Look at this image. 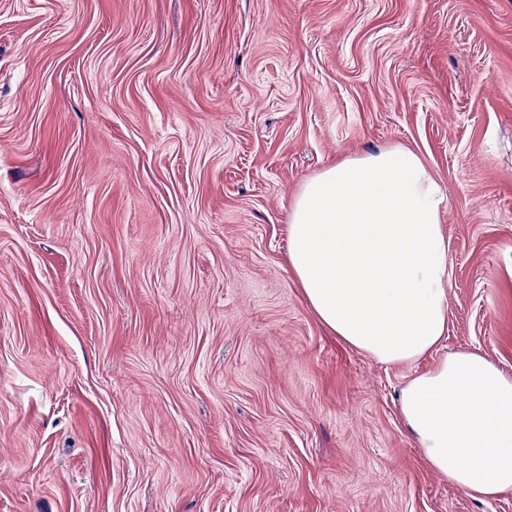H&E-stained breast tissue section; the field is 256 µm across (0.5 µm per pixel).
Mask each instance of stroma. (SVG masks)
<instances>
[{
  "label": "stroma",
  "instance_id": "1",
  "mask_svg": "<svg viewBox=\"0 0 512 512\" xmlns=\"http://www.w3.org/2000/svg\"><path fill=\"white\" fill-rule=\"evenodd\" d=\"M400 145L440 185L448 334L331 336L288 203ZM512 376V0H0V512H512L399 394Z\"/></svg>",
  "mask_w": 512,
  "mask_h": 512
}]
</instances>
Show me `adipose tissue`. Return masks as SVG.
I'll use <instances>...</instances> for the list:
<instances>
[{"label": "adipose tissue", "instance_id": "ef3b65f1", "mask_svg": "<svg viewBox=\"0 0 512 512\" xmlns=\"http://www.w3.org/2000/svg\"><path fill=\"white\" fill-rule=\"evenodd\" d=\"M444 197L415 152L345 158L290 204L288 259L318 320L387 365L448 333ZM402 420L428 465L468 496L512 492V376L477 353L444 356L402 388Z\"/></svg>", "mask_w": 512, "mask_h": 512}]
</instances>
